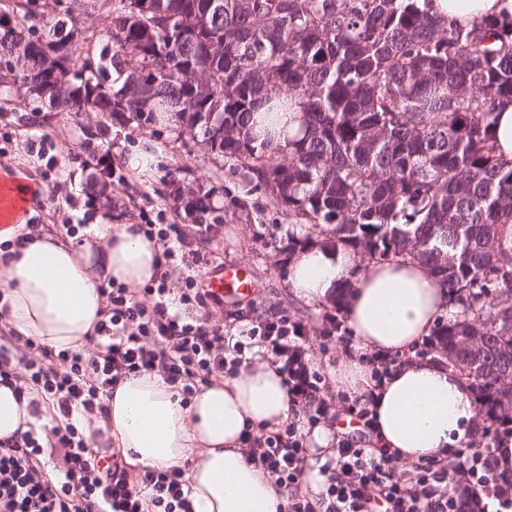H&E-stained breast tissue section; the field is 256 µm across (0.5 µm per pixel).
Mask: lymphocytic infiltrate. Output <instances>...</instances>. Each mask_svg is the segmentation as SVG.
I'll use <instances>...</instances> for the list:
<instances>
[{
	"instance_id": "1",
	"label": "lymphocytic infiltrate",
	"mask_w": 512,
	"mask_h": 512,
	"mask_svg": "<svg viewBox=\"0 0 512 512\" xmlns=\"http://www.w3.org/2000/svg\"><path fill=\"white\" fill-rule=\"evenodd\" d=\"M139 230L160 245L161 272L139 293L114 283L103 289L106 318L97 325L94 347L54 352L25 340L19 374L8 370V348L1 344L0 382L19 395L36 388L60 415L78 409L92 416L104 413L106 389L121 379L155 371L188 399L214 375L236 373L253 347L278 364L309 425L327 418L331 400L324 378L311 366L314 351L303 325L285 314H257L249 319L245 340L235 339L206 316L211 296L194 275L183 276L178 289L167 285L178 265L202 261L179 226L143 224ZM242 448L248 462L287 489V512H372L380 500L388 512H454L448 483L456 477L462 493L471 495L474 512H512V472L497 467L489 442H470L450 461L422 458L409 478L398 474L391 455L343 443L321 501L302 489L308 450L294 425L245 430ZM46 453L63 457L54 483L35 463ZM184 486L178 467L146 469L132 480L102 465L72 424L48 427L41 439L26 432L0 440V512H188Z\"/></svg>"
}]
</instances>
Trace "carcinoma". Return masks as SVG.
Masks as SVG:
<instances>
[{
    "instance_id": "1",
    "label": "carcinoma",
    "mask_w": 512,
    "mask_h": 512,
    "mask_svg": "<svg viewBox=\"0 0 512 512\" xmlns=\"http://www.w3.org/2000/svg\"><path fill=\"white\" fill-rule=\"evenodd\" d=\"M112 0V25L85 72L83 25L45 16L39 0H14L0 21V57L26 91L60 112L99 115L100 162L110 127L162 122L194 130L216 159L288 214V251L323 226L336 244L370 260L411 256L448 290L454 319L431 349L477 389L479 416L512 425V255L497 246L512 224V164L495 154L496 107L512 99V27L495 20L450 28L427 0ZM193 31L168 41L157 21ZM164 71L151 82L143 71ZM302 113L278 142L257 126ZM211 191L187 203L197 224L224 221ZM473 328L481 342L457 340Z\"/></svg>"
}]
</instances>
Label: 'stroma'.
Segmentation results:
<instances>
[{
	"mask_svg": "<svg viewBox=\"0 0 512 512\" xmlns=\"http://www.w3.org/2000/svg\"><path fill=\"white\" fill-rule=\"evenodd\" d=\"M35 111L40 121L33 125L27 117ZM96 121L93 115L77 119L51 109L23 90L0 95V168L24 173L37 187L30 223L53 233L66 224L87 226L101 219L114 224L182 225L206 258L200 275L227 263L250 268L260 284L261 311L272 309L302 322L315 348L314 370L330 377L356 341L344 323V313L334 306L315 307L290 295L287 215L253 189L243 171L229 169L189 134L161 125L136 130L112 127V182L103 196L89 194L87 182L93 169L85 144ZM148 143L156 150L155 162L142 171L128 167L126 156ZM174 179L215 187L212 206L224 213L218 235L201 233L168 197ZM335 320L340 328H332Z\"/></svg>",
	"mask_w": 512,
	"mask_h": 512,
	"instance_id": "obj_1",
	"label": "stroma"
}]
</instances>
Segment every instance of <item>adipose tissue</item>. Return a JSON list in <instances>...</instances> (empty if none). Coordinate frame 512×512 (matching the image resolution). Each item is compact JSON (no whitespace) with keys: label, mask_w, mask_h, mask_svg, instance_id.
<instances>
[{"label":"adipose tissue","mask_w":512,"mask_h":512,"mask_svg":"<svg viewBox=\"0 0 512 512\" xmlns=\"http://www.w3.org/2000/svg\"><path fill=\"white\" fill-rule=\"evenodd\" d=\"M428 8L449 27L512 21V0H429ZM92 230V239L64 242L20 218L0 223V317L17 336L56 351L85 349L104 317L102 285L140 288L159 272L161 249L136 225ZM349 279L346 322L357 345L336 366L337 389L367 404L370 443L396 463L453 455L470 436L473 389L456 369L415 354L451 312L445 289L409 256L366 264L350 249L310 243L288 261L290 293L311 305L330 301ZM370 352L398 361L377 379L366 363ZM37 398L32 391L18 400L0 383V439L42 432L51 408H32ZM103 402L106 415L72 417L89 448L120 453L139 469L183 468L191 512H284L285 493L246 461L240 444L244 428L278 429L295 417L275 364L241 366L186 403L159 373L144 372L118 381Z\"/></svg>","instance_id":"obj_1"}]
</instances>
